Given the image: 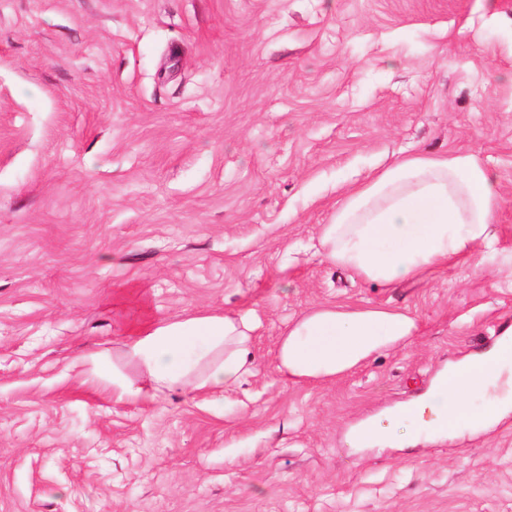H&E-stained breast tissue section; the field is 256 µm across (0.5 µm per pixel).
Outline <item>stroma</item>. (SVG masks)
I'll list each match as a JSON object with an SVG mask.
<instances>
[{
  "mask_svg": "<svg viewBox=\"0 0 512 512\" xmlns=\"http://www.w3.org/2000/svg\"><path fill=\"white\" fill-rule=\"evenodd\" d=\"M474 155L491 247L382 288L305 249L350 185ZM398 307L410 343L284 382L288 320ZM253 311L255 370L117 402L133 322ZM512 327V0H0V512H512V420L344 443Z\"/></svg>",
  "mask_w": 512,
  "mask_h": 512,
  "instance_id": "35a3bbf8",
  "label": "stroma"
}]
</instances>
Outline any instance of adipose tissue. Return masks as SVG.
Segmentation results:
<instances>
[{
    "label": "adipose tissue",
    "instance_id": "obj_1",
    "mask_svg": "<svg viewBox=\"0 0 512 512\" xmlns=\"http://www.w3.org/2000/svg\"><path fill=\"white\" fill-rule=\"evenodd\" d=\"M496 180L468 154L413 155L354 185L320 225L313 248L328 264L392 288L429 280L451 259L493 239L499 210ZM249 312L200 313L131 325L123 358L145 375L138 382L116 364L91 355L92 371L112 384L118 400L149 403L182 389L212 394L221 410L224 390L254 370ZM418 330L407 311L327 303L288 322L275 349L277 371L289 383L331 381L372 356L404 343ZM485 395L483 410L471 405ZM512 412V337L487 354L460 361L440 375L426 398L369 423L349 447L417 443L464 427L478 432Z\"/></svg>",
    "mask_w": 512,
    "mask_h": 512
}]
</instances>
